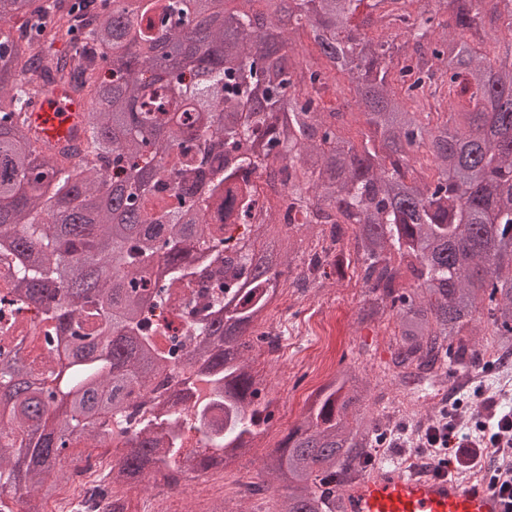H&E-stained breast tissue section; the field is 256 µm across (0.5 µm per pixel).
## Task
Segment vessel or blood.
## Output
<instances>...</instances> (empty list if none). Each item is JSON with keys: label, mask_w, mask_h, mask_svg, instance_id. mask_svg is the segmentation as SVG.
Returning a JSON list of instances; mask_svg holds the SVG:
<instances>
[{"label": "vessel or blood", "mask_w": 512, "mask_h": 512, "mask_svg": "<svg viewBox=\"0 0 512 512\" xmlns=\"http://www.w3.org/2000/svg\"><path fill=\"white\" fill-rule=\"evenodd\" d=\"M85 110L82 100L57 85L33 102L28 120L43 147L54 152L81 132ZM335 505L336 512H512V500L497 490L393 467L339 489Z\"/></svg>", "instance_id": "1"}]
</instances>
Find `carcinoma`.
I'll list each match as a JSON object with an SVG mask.
<instances>
[{"mask_svg":"<svg viewBox=\"0 0 512 512\" xmlns=\"http://www.w3.org/2000/svg\"><path fill=\"white\" fill-rule=\"evenodd\" d=\"M0 0V265L3 301L39 324L0 323V501L42 512L75 444L104 448L103 483L235 464L265 431L273 400L251 371L252 329L280 279L275 214L258 206L261 171L316 238L340 220L353 251L327 262L366 289L360 322L395 316L400 382L432 385L469 347L483 306L488 345L512 355V52L492 59L485 16L512 33V0ZM307 34L325 67L297 49ZM59 41L68 49H55ZM367 126L356 145L326 105L334 72ZM61 84L88 108L82 135L49 157L27 112ZM153 173L154 181L143 179ZM224 208V223L208 220ZM204 247L199 261L192 247ZM414 285L400 284L401 271ZM195 339L172 356L159 321L175 288L208 290ZM25 346L33 357L17 361ZM166 375L168 400L135 409ZM224 401V434L198 429L185 457L194 392ZM367 380L337 371L266 464L275 512H335L340 485L376 447ZM69 406L61 418L49 409Z\"/></svg>","mask_w":512,"mask_h":512,"instance_id":"obj_1","label":"carcinoma"}]
</instances>
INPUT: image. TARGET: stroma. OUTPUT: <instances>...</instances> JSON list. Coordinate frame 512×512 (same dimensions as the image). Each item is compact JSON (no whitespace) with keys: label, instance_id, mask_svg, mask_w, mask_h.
Returning a JSON list of instances; mask_svg holds the SVG:
<instances>
[{"label":"stroma","instance_id":"35a3bbf8","mask_svg":"<svg viewBox=\"0 0 512 512\" xmlns=\"http://www.w3.org/2000/svg\"><path fill=\"white\" fill-rule=\"evenodd\" d=\"M363 297L364 289L355 277L333 274L324 279L318 288L312 289L305 301H287L273 309L274 317L287 319L291 323L312 320V331L302 352L314 357L316 364L287 371L281 361L263 359L258 352H251L252 367L262 374L265 393L274 399L276 408L255 447L233 467L225 469L226 481H233L239 474L250 476L258 482L267 480L265 464L289 430L301 419L308 396L327 383L336 370L345 366L352 367L370 380L371 417L396 413L397 400L404 396L414 401L431 418H439L448 379H440L433 387L398 390L388 368L394 346V321L388 317L380 322L359 323L358 311ZM498 390V376L491 372L485 375L478 387L459 394V401L477 406L475 425L484 424L490 411L504 413Z\"/></svg>","mask_w":512,"mask_h":512}]
</instances>
